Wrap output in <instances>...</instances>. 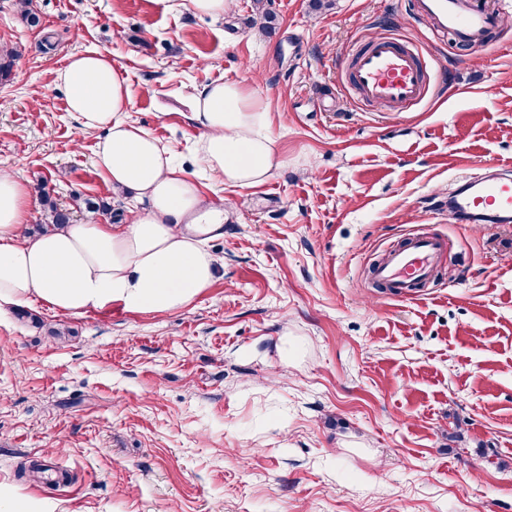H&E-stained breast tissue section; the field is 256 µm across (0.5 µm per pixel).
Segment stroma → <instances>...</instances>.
Here are the masks:
<instances>
[{
	"label": "stroma",
	"mask_w": 512,
	"mask_h": 512,
	"mask_svg": "<svg viewBox=\"0 0 512 512\" xmlns=\"http://www.w3.org/2000/svg\"><path fill=\"white\" fill-rule=\"evenodd\" d=\"M253 0L221 19L190 0H0V171L72 222L88 198L138 204L97 165L56 75L111 56L128 118L220 207L216 280L171 315L115 306L0 314V496L36 512H512V223L459 224L463 176L512 173V15L457 47L405 0ZM433 59L393 112L338 95L370 38ZM256 83L282 164L249 188L199 158L192 89ZM439 238L433 281L382 297L373 265Z\"/></svg>",
	"instance_id": "1"
}]
</instances>
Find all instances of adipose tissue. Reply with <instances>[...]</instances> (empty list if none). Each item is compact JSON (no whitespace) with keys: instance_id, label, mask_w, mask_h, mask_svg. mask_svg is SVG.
Wrapping results in <instances>:
<instances>
[{"instance_id":"obj_1","label":"adipose tissue","mask_w":512,"mask_h":512,"mask_svg":"<svg viewBox=\"0 0 512 512\" xmlns=\"http://www.w3.org/2000/svg\"><path fill=\"white\" fill-rule=\"evenodd\" d=\"M81 131L106 130L96 161L113 188L142 202L127 223L68 224L45 235L26 231L30 195L0 172V312L38 301L60 315L106 310L173 314L209 288L217 259L204 234L224 212L206 206L158 141L125 120L130 90L109 55L69 57L57 73ZM202 130L199 153L220 183L252 187L279 164L269 114L245 83L206 85L192 95Z\"/></svg>"}]
</instances>
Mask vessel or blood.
Listing matches in <instances>:
<instances>
[{"label": "vessel or blood", "instance_id": "obj_1", "mask_svg": "<svg viewBox=\"0 0 512 512\" xmlns=\"http://www.w3.org/2000/svg\"><path fill=\"white\" fill-rule=\"evenodd\" d=\"M415 8L463 47L481 45L500 23L498 0H415ZM427 75L420 50L390 36L375 39L358 55L349 81L362 98L402 112L424 100L429 88ZM448 204L464 224L511 223L512 179L500 178L485 185L464 182L450 190ZM442 253L439 239L413 236L375 268L373 277L387 286L393 297L406 298L412 288L432 278Z\"/></svg>", "mask_w": 512, "mask_h": 512}]
</instances>
